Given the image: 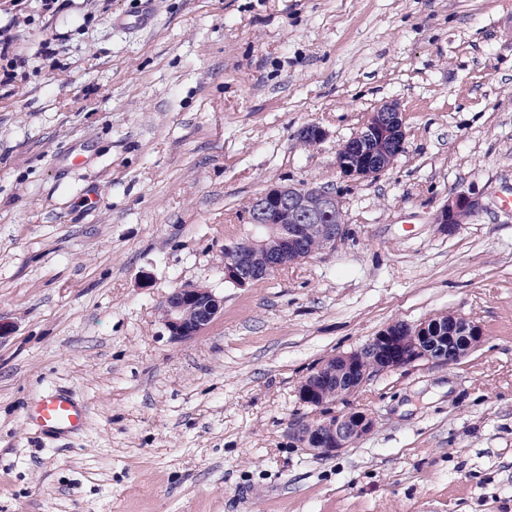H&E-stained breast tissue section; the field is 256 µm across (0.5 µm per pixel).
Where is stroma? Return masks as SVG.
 I'll return each instance as SVG.
<instances>
[{
	"instance_id": "obj_1",
	"label": "stroma",
	"mask_w": 512,
	"mask_h": 512,
	"mask_svg": "<svg viewBox=\"0 0 512 512\" xmlns=\"http://www.w3.org/2000/svg\"><path fill=\"white\" fill-rule=\"evenodd\" d=\"M140 8L0 0L28 60L0 85V512H512V5L153 0L122 24ZM389 102L402 152L346 177L339 147ZM303 184L336 194L346 241L225 281L253 202ZM458 192L480 210L449 233ZM183 286L224 306L174 342L161 307ZM449 313L484 329L458 364L336 401L369 435L332 457L292 438L325 360ZM58 390L81 430L28 420Z\"/></svg>"
}]
</instances>
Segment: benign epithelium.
<instances>
[{
    "mask_svg": "<svg viewBox=\"0 0 512 512\" xmlns=\"http://www.w3.org/2000/svg\"><path fill=\"white\" fill-rule=\"evenodd\" d=\"M405 119L397 104L370 113L360 132L338 152L343 174L356 179L374 178L386 170L385 160L403 147ZM478 202L465 193L448 198L438 217L448 232L459 227L460 214L474 215ZM336 195L322 187H273L257 198L249 212L252 235L247 241L224 243V279L243 287L268 278L282 268L309 257L305 237L317 224L331 246L348 234ZM223 308V301L206 288L174 289L164 300L162 321L171 340L187 341L207 329ZM483 330L474 321L458 317L454 326L435 329L429 322L415 327L390 324L360 348L324 361L299 385L300 401L323 410L314 420L291 424L292 437L307 451L334 456L374 428L371 415L361 409L334 413L330 398H346L363 389L374 374L397 370L420 360L454 365L483 342Z\"/></svg>",
    "mask_w": 512,
    "mask_h": 512,
    "instance_id": "benign-epithelium-1",
    "label": "benign epithelium"
}]
</instances>
